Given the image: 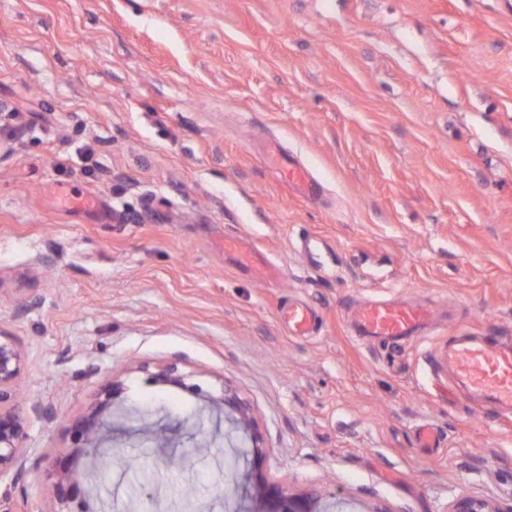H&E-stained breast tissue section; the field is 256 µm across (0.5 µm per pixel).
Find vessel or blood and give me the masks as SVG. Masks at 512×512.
<instances>
[{
    "label": "vessel or blood",
    "mask_w": 512,
    "mask_h": 512,
    "mask_svg": "<svg viewBox=\"0 0 512 512\" xmlns=\"http://www.w3.org/2000/svg\"><path fill=\"white\" fill-rule=\"evenodd\" d=\"M268 165L274 167L288 188L300 196H312L317 183L311 171L301 163L282 155L275 147L264 153ZM224 250L237 257L242 266L259 271L264 278L276 276L252 245L236 236L224 238ZM289 328L300 332L312 329L317 317L303 305L289 306L283 313ZM432 317L431 310L419 303L367 301L355 308L352 325L356 335L395 343L421 336ZM448 368L458 382L473 396L498 409L512 411V342L490 336H457L448 345Z\"/></svg>",
    "instance_id": "obj_1"
}]
</instances>
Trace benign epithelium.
<instances>
[{"mask_svg":"<svg viewBox=\"0 0 512 512\" xmlns=\"http://www.w3.org/2000/svg\"><path fill=\"white\" fill-rule=\"evenodd\" d=\"M25 368V354L9 337L0 335V478L10 473H20L23 447L26 434L24 418L13 408L17 386ZM224 406L232 411L228 421L235 430L251 432L252 447L255 448V467H260L264 452L261 438L255 428V419L251 407L243 401L237 392L224 388ZM138 434L153 442L156 448L169 445L166 429L146 421L138 428ZM232 432H223L215 428L197 438L187 452L192 460L197 456L212 454L214 448L222 442H228ZM112 440V405L105 401L98 404L90 415L75 423L74 442L87 448L92 466L101 459L103 442ZM246 480L252 487L258 500H269L278 505L276 512H335V505L324 501L315 491L294 492L288 486L271 483L260 474H247ZM90 473L76 474L63 471L58 476L57 495L61 502L71 501L70 492L80 484L88 485ZM448 512H512V504L503 507L491 499L474 498L467 495L456 497Z\"/></svg>","mask_w":512,"mask_h":512,"instance_id":"benign-epithelium-1","label":"benign epithelium"}]
</instances>
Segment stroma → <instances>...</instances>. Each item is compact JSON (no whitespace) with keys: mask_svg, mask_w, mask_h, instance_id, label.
<instances>
[{"mask_svg":"<svg viewBox=\"0 0 512 512\" xmlns=\"http://www.w3.org/2000/svg\"><path fill=\"white\" fill-rule=\"evenodd\" d=\"M268 138L315 200L255 152ZM384 299L438 317L355 337L350 309ZM293 304L313 334L289 333ZM463 332L512 340V0H0V334L25 353L27 416L0 507L58 512L59 469L90 464L73 426L111 382L171 456L232 387L265 476L352 512L510 504L512 415L456 386ZM170 365L185 387L156 381ZM235 442L181 470L140 445L143 469L98 467L74 512H156L155 485L168 512H265ZM268 165L274 167L288 188L302 197H311L317 189V183L311 171L299 162L282 155L276 147H268L264 153ZM225 254H232L237 257L242 266L252 270H258L265 279H271L277 275V268L269 265L257 248L236 236L228 235L224 238ZM281 316L288 319V327L299 332L312 329L317 322L315 313L303 305L288 306V310H282ZM226 407L232 411V416L226 417L224 412V420L227 419L234 430L252 431L250 439L252 448H256L255 469L258 470L262 463L264 452L262 450L263 446L260 445L261 438L255 428V419L251 407L238 396L234 389L225 387L224 409ZM512 503L502 507L491 499L474 498L467 495L457 496L450 504L448 512H511Z\"/></svg>","mask_w":512,"mask_h":512,"instance_id":"obj_1","label":"stroma"}]
</instances>
